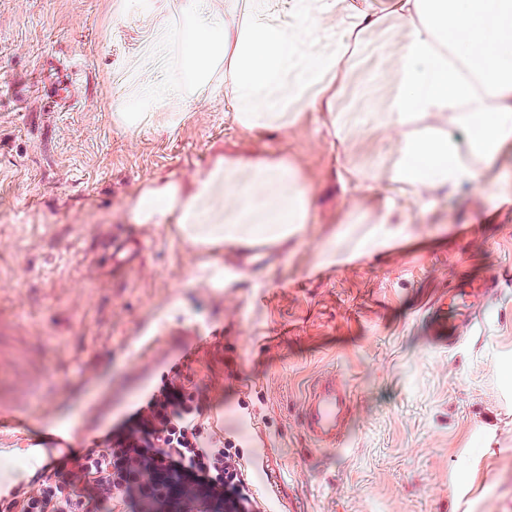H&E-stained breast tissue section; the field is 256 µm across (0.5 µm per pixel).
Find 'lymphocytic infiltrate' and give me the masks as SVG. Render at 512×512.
Here are the masks:
<instances>
[{
  "label": "lymphocytic infiltrate",
  "mask_w": 512,
  "mask_h": 512,
  "mask_svg": "<svg viewBox=\"0 0 512 512\" xmlns=\"http://www.w3.org/2000/svg\"><path fill=\"white\" fill-rule=\"evenodd\" d=\"M189 381L172 365L90 447L1 490L0 512H270Z\"/></svg>",
  "instance_id": "obj_1"
}]
</instances>
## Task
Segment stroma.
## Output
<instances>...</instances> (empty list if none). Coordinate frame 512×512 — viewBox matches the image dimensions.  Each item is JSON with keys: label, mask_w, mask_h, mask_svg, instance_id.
I'll return each mask as SVG.
<instances>
[{"label": "stroma", "mask_w": 512, "mask_h": 512, "mask_svg": "<svg viewBox=\"0 0 512 512\" xmlns=\"http://www.w3.org/2000/svg\"><path fill=\"white\" fill-rule=\"evenodd\" d=\"M225 0H0V430L24 473L36 440L66 423L91 441L142 388L194 350L209 422L256 458L273 512H512V195L431 191L406 236L358 244L386 212L395 143L377 128L327 132L326 113L249 129L228 101L227 64L197 75L185 34ZM394 0L343 48L336 112L384 103L408 32ZM179 87L152 101L145 89ZM223 159L287 161L308 189L303 231L251 263L236 245L192 248L179 212L139 222L146 190L180 195ZM148 249L112 271V227ZM500 280L453 346L434 342L432 302L462 279ZM96 377L88 391L84 376ZM350 400L346 447L301 427L312 385Z\"/></svg>", "instance_id": "1"}]
</instances>
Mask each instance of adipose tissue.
<instances>
[{"label": "adipose tissue", "mask_w": 512, "mask_h": 512, "mask_svg": "<svg viewBox=\"0 0 512 512\" xmlns=\"http://www.w3.org/2000/svg\"><path fill=\"white\" fill-rule=\"evenodd\" d=\"M395 16L410 31L398 60L394 91L384 107L355 118L396 139L398 157L385 191L411 201L429 188L464 186L496 200V184L481 182L501 147L512 141V0H395ZM232 20L201 23L189 34L187 61L198 67L229 59L231 102L248 127L296 122L291 101L332 111L352 61L330 50L313 27L270 26L228 0ZM449 114L468 132L465 145L426 127H406L426 114ZM307 192L286 162H218L186 199L171 187L144 193L146 222L179 210L180 236L196 248L223 242L247 247L276 243L307 219Z\"/></svg>", "instance_id": "1"}]
</instances>
